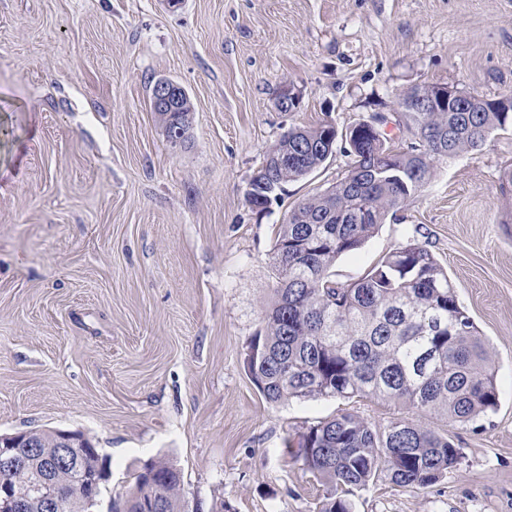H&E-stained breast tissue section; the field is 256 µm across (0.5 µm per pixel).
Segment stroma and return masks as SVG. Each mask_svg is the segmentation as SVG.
Segmentation results:
<instances>
[{
	"label": "stroma",
	"mask_w": 512,
	"mask_h": 512,
	"mask_svg": "<svg viewBox=\"0 0 512 512\" xmlns=\"http://www.w3.org/2000/svg\"><path fill=\"white\" fill-rule=\"evenodd\" d=\"M191 98L172 146L154 83ZM300 94L277 109L285 83ZM512 92V0H0V433L78 430L104 460L96 512L144 464L181 472L182 512H319L307 427L371 398L265 400L247 368L273 286L275 228L341 179L339 151L269 209L245 197L289 129L392 115L413 86ZM512 128L441 160L333 280L413 240L444 266L489 345L498 406L448 434L437 483L379 479L353 512H512Z\"/></svg>",
	"instance_id": "35a3bbf8"
}]
</instances>
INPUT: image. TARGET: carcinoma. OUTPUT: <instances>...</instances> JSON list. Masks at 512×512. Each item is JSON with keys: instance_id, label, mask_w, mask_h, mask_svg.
<instances>
[{"instance_id": "cac0c4a2", "label": "carcinoma", "mask_w": 512, "mask_h": 512, "mask_svg": "<svg viewBox=\"0 0 512 512\" xmlns=\"http://www.w3.org/2000/svg\"><path fill=\"white\" fill-rule=\"evenodd\" d=\"M397 112L409 135L404 148L345 136L347 173L299 202L276 233L272 253L273 300L264 326L250 342L248 368L270 403L307 397H371L424 416L469 422L496 408L498 393L488 344L458 304L455 288L435 256L417 243L401 245L359 281L341 285L330 269L361 248L390 211L415 198L444 158L480 149L491 134L512 125V112L476 107ZM183 140L193 119L189 96L180 104ZM331 125L295 128L270 149L250 180L246 199L263 211L285 187L320 168L333 153ZM81 466L49 473L67 500L64 512H88L84 487L99 468L94 445L82 437ZM303 464L326 485L350 492L383 474L398 486L437 482L459 458L447 436L409 419L380 428L344 412L299 435ZM44 476L43 462L28 457L0 471V485L26 491ZM158 485L161 512H181V475L164 459L147 464L136 489ZM348 499L325 498L320 512H351Z\"/></svg>"}]
</instances>
